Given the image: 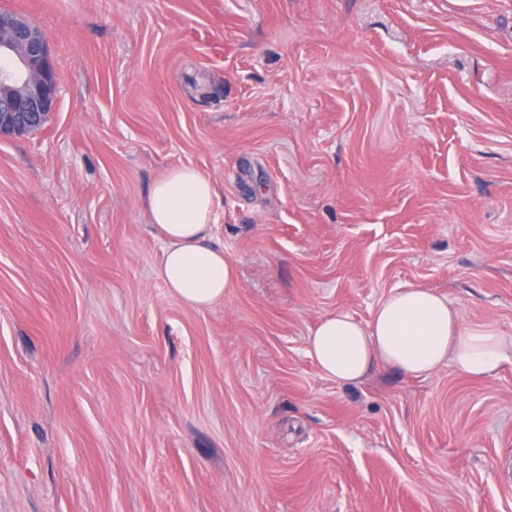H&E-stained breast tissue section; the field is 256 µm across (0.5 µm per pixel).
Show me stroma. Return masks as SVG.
Wrapping results in <instances>:
<instances>
[{
  "mask_svg": "<svg viewBox=\"0 0 512 512\" xmlns=\"http://www.w3.org/2000/svg\"><path fill=\"white\" fill-rule=\"evenodd\" d=\"M60 80L0 137V512H512V361L323 376L410 286L512 335V0H0ZM240 273L157 275L164 171Z\"/></svg>",
  "mask_w": 512,
  "mask_h": 512,
  "instance_id": "obj_1",
  "label": "stroma"
}]
</instances>
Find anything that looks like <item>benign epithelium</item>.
Segmentation results:
<instances>
[{"mask_svg": "<svg viewBox=\"0 0 512 512\" xmlns=\"http://www.w3.org/2000/svg\"><path fill=\"white\" fill-rule=\"evenodd\" d=\"M0 136L40 129L57 104L58 76L44 31L33 21L0 13Z\"/></svg>", "mask_w": 512, "mask_h": 512, "instance_id": "7a95c632", "label": "benign epithelium"}]
</instances>
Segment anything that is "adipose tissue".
<instances>
[{"instance_id":"obj_1","label":"adipose tissue","mask_w":512,"mask_h":512,"mask_svg":"<svg viewBox=\"0 0 512 512\" xmlns=\"http://www.w3.org/2000/svg\"><path fill=\"white\" fill-rule=\"evenodd\" d=\"M216 197L210 178L180 166L159 176L145 199L166 244L158 275L199 310L222 300L238 278L235 263L210 242ZM308 354L341 384L361 382L380 364L429 376L449 363L462 374L488 377L512 358V336L488 322L463 325L446 297L411 286L382 299L368 323L343 310L324 316L310 330Z\"/></svg>"}]
</instances>
